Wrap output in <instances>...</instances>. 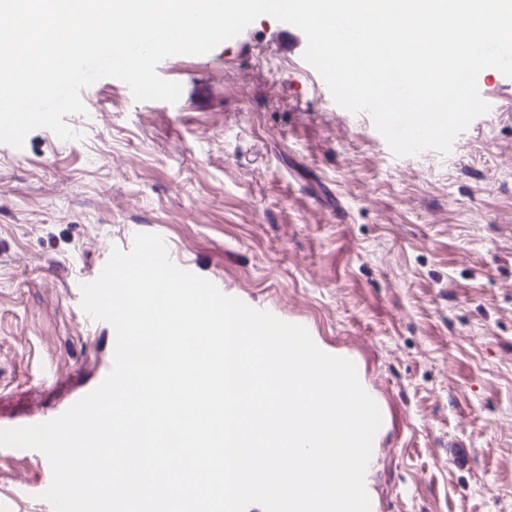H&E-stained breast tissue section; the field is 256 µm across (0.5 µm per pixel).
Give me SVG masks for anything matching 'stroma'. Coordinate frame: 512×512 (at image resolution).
Masks as SVG:
<instances>
[{
	"mask_svg": "<svg viewBox=\"0 0 512 512\" xmlns=\"http://www.w3.org/2000/svg\"><path fill=\"white\" fill-rule=\"evenodd\" d=\"M305 47L264 15L164 59L177 102L105 77L65 118L76 139L0 144V423L58 417L112 365L80 286L155 233L176 265L356 360L382 417L364 477L379 512H512V78L479 74L490 110L456 150L398 157ZM51 481L44 454L0 447V512H54Z\"/></svg>",
	"mask_w": 512,
	"mask_h": 512,
	"instance_id": "stroma-1",
	"label": "stroma"
}]
</instances>
